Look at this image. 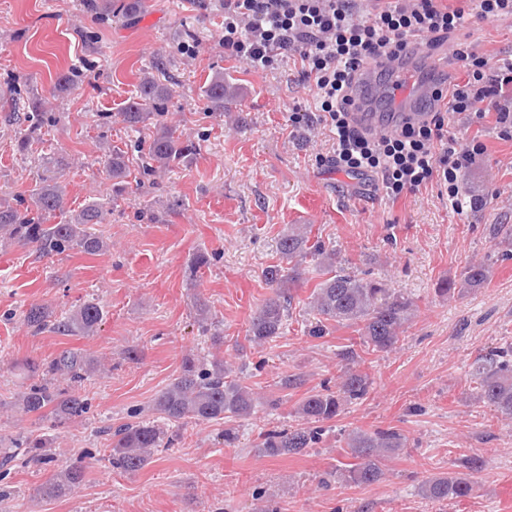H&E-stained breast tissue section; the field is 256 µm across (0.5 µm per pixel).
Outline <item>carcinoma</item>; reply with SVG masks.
I'll list each match as a JSON object with an SVG mask.
<instances>
[{
    "label": "carcinoma",
    "instance_id": "1",
    "mask_svg": "<svg viewBox=\"0 0 512 512\" xmlns=\"http://www.w3.org/2000/svg\"><path fill=\"white\" fill-rule=\"evenodd\" d=\"M86 13L99 17L110 16L112 0H83ZM172 89L147 72L138 85L135 97L130 99L122 121L132 130H140L153 116L166 112V102ZM240 88L224 78V73L213 74L204 89L210 108L224 112V107L237 101ZM32 121L18 138V146L27 150L34 134L44 124L53 122L46 111V101L33 99ZM150 165L146 171L164 173L186 163L197 152V145L184 139L172 127L155 125L147 146ZM129 158L121 148H112L106 154V164L112 175L115 192L123 191L129 175ZM31 203L20 199L0 201V241L20 243L35 248L41 254L64 253L70 250L95 255L104 250V241L93 231L102 224L111 210L105 203L92 200L69 216L64 224H49L47 220L66 214V189L53 175L42 173L30 194ZM282 264L273 265L265 272V280L276 286L274 295L266 299L254 312L246 337L257 345L269 344L281 336L294 300L291 286L305 280L308 264L313 262L326 278L319 282L309 301L317 315L312 333H323V323L332 321L342 326H354L367 352L387 353L399 342L404 323L415 310L414 302L386 287L382 282L365 279L342 267L336 250L319 239H311L307 224H291L278 240ZM489 268L482 261L470 264L464 277L449 282L441 292L461 294L486 286ZM197 321L203 334L210 335L211 346L224 344L220 331H211L212 314L201 302L195 305ZM103 320L99 304L85 301L66 316H56L43 305L31 306L26 324L35 332L50 329L63 336H92ZM25 382L18 396V408L39 422L59 427L83 418L90 410L89 400L80 394L79 387L101 368V362L77 349H66L48 362L25 360L18 364ZM471 379L476 384L478 398L498 415L512 421V347L492 349L479 357L471 367ZM371 382L360 371L346 367L336 378V389L326 387L306 397L298 413L309 423L307 428L273 430L263 435L262 447L271 456L297 454L319 440L322 428L318 424L336 418L345 402L361 400L369 393ZM251 390L236 379L233 367L221 359L209 361L195 354L186 356L179 374L156 397L147 417L125 423L104 433L111 436L112 466L123 472L142 469L160 448L173 445L174 435L168 428L177 427L186 420L208 424L229 416L246 418L256 407ZM48 439L42 434L19 436L9 443L0 441V469L8 470L13 463L42 465L49 459ZM406 440L394 429H380L372 433L356 434L349 438L346 454L352 461L345 464L343 475L357 485H371L382 479L384 462L404 450ZM84 461H76L55 471L36 489L43 497H63L70 494L85 476ZM472 483L465 477L437 476L424 487L426 497L436 501H451L471 495Z\"/></svg>",
    "mask_w": 512,
    "mask_h": 512
}]
</instances>
